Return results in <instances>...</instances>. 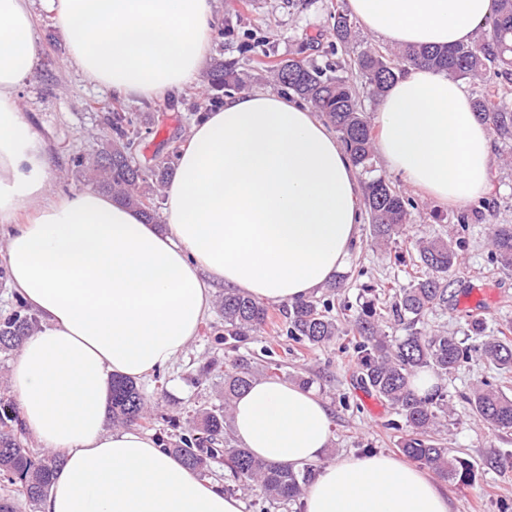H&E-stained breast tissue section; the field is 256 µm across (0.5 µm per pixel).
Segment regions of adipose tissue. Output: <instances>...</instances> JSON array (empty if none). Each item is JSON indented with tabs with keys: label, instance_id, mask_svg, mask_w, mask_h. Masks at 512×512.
Masks as SVG:
<instances>
[{
	"label": "adipose tissue",
	"instance_id": "adipose-tissue-1",
	"mask_svg": "<svg viewBox=\"0 0 512 512\" xmlns=\"http://www.w3.org/2000/svg\"><path fill=\"white\" fill-rule=\"evenodd\" d=\"M90 82L155 98L196 79L216 0H0V224L10 287L41 325L23 342L12 390L27 431L63 452L41 512H242L241 501L133 429L107 427L112 378L144 379L182 355L223 286L264 303L308 298L340 272L359 237L363 189L335 132L288 97L225 98L193 125L168 186L163 225L96 191L53 194L47 148L16 93L37 55L34 3ZM492 0H348L397 45L469 42ZM386 166L444 205L483 192L491 133L463 86L410 66L381 96ZM312 392L260 380L237 396L235 440L301 467L332 438ZM302 512H452L429 474L363 452L320 468Z\"/></svg>",
	"mask_w": 512,
	"mask_h": 512
}]
</instances>
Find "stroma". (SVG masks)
Returning a JSON list of instances; mask_svg holds the SVG:
<instances>
[{
	"instance_id": "1",
	"label": "stroma",
	"mask_w": 512,
	"mask_h": 512,
	"mask_svg": "<svg viewBox=\"0 0 512 512\" xmlns=\"http://www.w3.org/2000/svg\"><path fill=\"white\" fill-rule=\"evenodd\" d=\"M347 0H217L208 60L236 62L249 77L248 91L269 90L273 84L266 71L257 69L241 48L240 41L224 39L225 17H232L240 30L254 34L257 51L271 59L299 56L323 64V52L334 42L331 13L334 5ZM314 37L317 47L302 49L304 38ZM33 40L37 65L18 91L19 110L33 132L47 145L52 172L51 193H78L90 185L76 175L72 159L94 157L107 133L101 106L113 101L112 91L89 82L72 64L66 44L50 14L35 7ZM212 90L206 74L181 92L151 99H125L131 112H158L162 118L153 134L141 144L143 156H166L171 138L187 141L197 121L198 107L206 106ZM410 194L418 203L410 216L411 229L459 243V265L450 277V299L445 309L426 316L425 326L458 338L470 334L473 318H482L487 332L496 335L512 330V270L503 269L490 256L488 228L512 224V144L493 139L488 179L484 192L462 206H443L418 189ZM467 213L468 224L457 222ZM349 278L343 298L358 303L364 287L380 290V303H387L385 290L391 281L408 283L416 271V257L406 240L388 247L375 245L369 222L360 226V244L344 267ZM224 321L210 310L194 341L172 365L164 368L165 393H157L153 379L142 382L146 401L155 412L180 411L192 415L204 404L219 403L218 390L224 381L226 348L217 341ZM288 375L312 378L313 393L327 406L332 417L333 438L318 458L325 466L336 458L364 449L396 453L397 434L386 423L394 419L391 408L358 388L353 361L338 346L305 349L281 343L277 349ZM490 382L512 396V375L503 376L489 364L474 360L448 376L443 386L451 410L444 422L448 445L477 467L474 485L445 481L453 512H501L512 505V433H491L469 410L466 402L472 388Z\"/></svg>"
}]
</instances>
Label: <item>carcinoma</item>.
I'll list each match as a JSON object with an SVG mask.
<instances>
[{
  "instance_id": "cac0c4a2",
  "label": "carcinoma",
  "mask_w": 512,
  "mask_h": 512,
  "mask_svg": "<svg viewBox=\"0 0 512 512\" xmlns=\"http://www.w3.org/2000/svg\"><path fill=\"white\" fill-rule=\"evenodd\" d=\"M489 17L476 28L477 38L455 47L406 46L380 49L363 46L355 51L353 66L372 97L383 94L406 65L428 66L467 80L479 87L473 108L477 118L491 133L512 140V105L505 102L493 79L512 77V0H492ZM336 42L329 54L349 43L355 23L342 7L333 16ZM252 63L266 68L273 81L288 94L309 104L339 134L352 162L368 176L365 206L371 234L379 246H387L406 234L415 199L376 173L375 132L363 111L359 92L350 79L340 74L342 67L331 61L319 66L296 58L271 62L256 54ZM208 80L213 90H239L244 74L233 65L217 60ZM111 138L95 161L81 156L72 159L76 172L88 177L104 194L137 210L148 222L157 219V191L172 176L180 150L175 147L164 158L154 157L144 164L135 161L141 142L160 122L157 112L125 111L116 101L104 105ZM489 240L491 258L512 269V224H493ZM422 274L406 285L389 286L392 303L386 312L378 309L376 298L354 307L339 297L347 276L338 275L326 285L321 296L297 301L284 312L277 326L279 335L301 347L328 346L347 339L342 349L352 352L356 380L364 389L387 403L398 419L388 427L401 433L397 450L407 459L427 468L438 478L470 485L476 480L475 465L452 454L445 446L442 418L448 416V392L440 382L467 360L476 357L492 364L503 374L512 373V339L490 336L481 318L470 323L472 342L446 332L419 328L424 318L448 306V276L457 266V252L451 243L431 235L410 237ZM218 311L224 318V344L236 350L252 336L273 325L270 309L253 298L224 290ZM404 324L409 332L393 336L388 322ZM37 326V317L21 299L15 309L0 317V350L22 344ZM266 373L276 376L282 364L275 359L274 346L263 349ZM429 373L439 383L421 392L415 379ZM257 367L250 358L238 355L224 361V403L194 412L186 424L177 415L154 414L147 407L137 381L116 375L112 380L109 418L115 427L143 426L157 431L163 450L180 459L202 477L210 474L212 460L224 458V466L234 482L257 490L268 504L279 507L300 500L314 476L315 468H295L254 457L236 444L227 432L234 398L256 380ZM468 404L472 414L493 432L512 431V398L484 382L476 387ZM59 459L27 446L18 408L0 398V494L4 509L16 512L18 501L37 507L49 489Z\"/></svg>"
}]
</instances>
